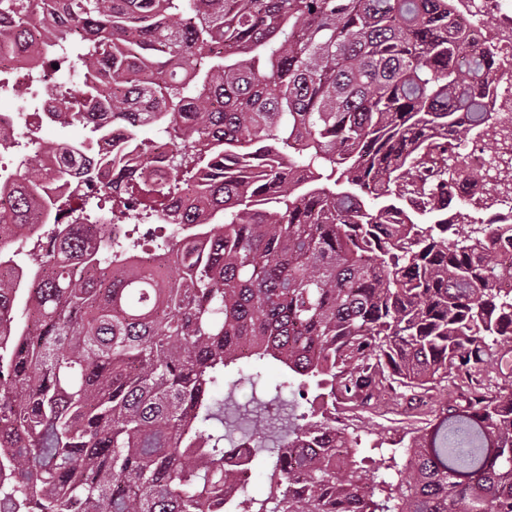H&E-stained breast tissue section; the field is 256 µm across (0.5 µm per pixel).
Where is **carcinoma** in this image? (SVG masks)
I'll list each match as a JSON object with an SVG mask.
<instances>
[{"label": "carcinoma", "mask_w": 512, "mask_h": 512, "mask_svg": "<svg viewBox=\"0 0 512 512\" xmlns=\"http://www.w3.org/2000/svg\"><path fill=\"white\" fill-rule=\"evenodd\" d=\"M455 0H0V59L37 52L82 112L127 146L109 152L107 208L156 221L169 196L186 231L96 253L36 163L0 185V512H221L224 448L253 441L270 469L256 512H512V224L466 233L440 210L460 170L450 137L499 141L494 46L453 24ZM58 64L53 68L52 64ZM164 122L153 138L140 130ZM63 146L56 178L81 165ZM430 215L434 221H419ZM178 271L176 278L167 269ZM315 383L369 408L395 388L449 381L406 449L408 475L376 495L356 459L336 467V420L270 422L280 387ZM251 368L244 373L243 366ZM248 381L215 400L231 374ZM273 504L267 510V504Z\"/></svg>", "instance_id": "obj_1"}]
</instances>
